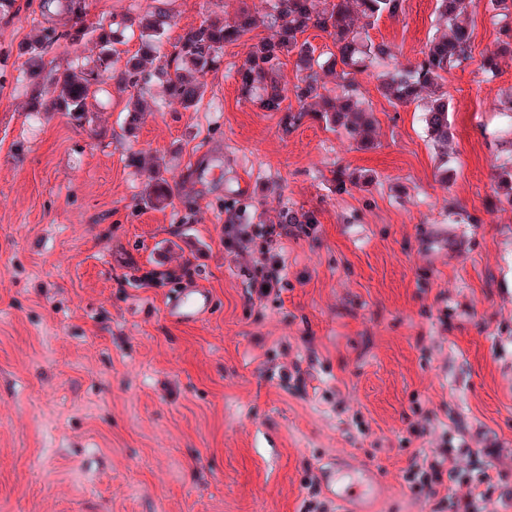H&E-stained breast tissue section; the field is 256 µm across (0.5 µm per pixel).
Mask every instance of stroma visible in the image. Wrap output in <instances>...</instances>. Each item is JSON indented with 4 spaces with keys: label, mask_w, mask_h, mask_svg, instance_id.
<instances>
[{
    "label": "stroma",
    "mask_w": 512,
    "mask_h": 512,
    "mask_svg": "<svg viewBox=\"0 0 512 512\" xmlns=\"http://www.w3.org/2000/svg\"><path fill=\"white\" fill-rule=\"evenodd\" d=\"M26 3L0 12V512H336L327 477L345 457L343 483L367 471L380 487L373 512H444L405 475L447 446L464 470L491 469L490 512H512V201L498 187L512 62L479 68L496 47L488 0L470 7L473 60L442 82L444 152L374 69L357 78L368 146L310 116L286 129L240 90L263 26L225 46L194 107L155 80L135 126L110 82L87 123L35 111L14 80L40 29ZM81 5L84 38L45 53L55 72L153 2ZM245 5L269 7L170 0L162 53ZM435 7L401 0L369 36L419 60ZM152 169L167 207L143 200ZM290 210L313 223L264 252ZM188 287L212 299L193 324L165 314Z\"/></svg>",
    "instance_id": "35a3bbf8"
}]
</instances>
